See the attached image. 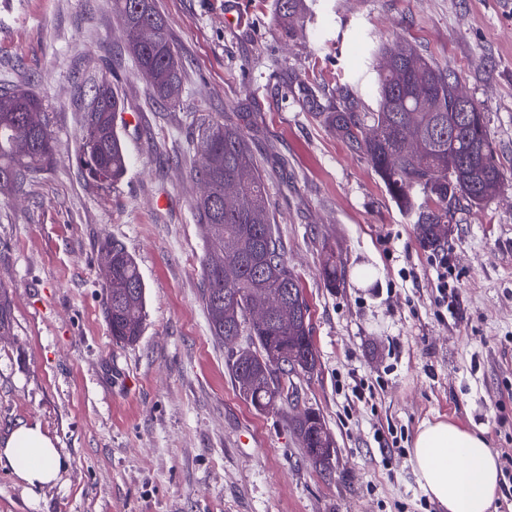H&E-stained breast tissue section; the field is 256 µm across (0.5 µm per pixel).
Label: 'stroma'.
<instances>
[{
    "label": "stroma",
    "mask_w": 512,
    "mask_h": 512,
    "mask_svg": "<svg viewBox=\"0 0 512 512\" xmlns=\"http://www.w3.org/2000/svg\"><path fill=\"white\" fill-rule=\"evenodd\" d=\"M307 4L288 38L275 0H243L237 26L225 19L234 0H157L184 66L173 109L135 67L112 0H0V86L38 92L55 135L47 172L0 197L14 318L0 338V439L37 422L66 460L34 498L1 466L0 512H441L408 461L427 420L484 432L512 485V0ZM399 43L481 104L505 173L491 203L458 204L437 250L419 246L366 159L321 118L344 85L359 111H376L374 73L357 72V57ZM104 76L124 102L129 160L110 187L76 161L89 88ZM224 117L265 173L310 308L319 365L296 384L335 442L326 474L291 432L292 410L258 412L239 396L202 306L190 162L201 121ZM107 240L135 258L146 288L131 346L113 343L102 312ZM443 252L459 287L453 315L436 304ZM332 253L337 288L322 276Z\"/></svg>",
    "instance_id": "35a3bbf8"
}]
</instances>
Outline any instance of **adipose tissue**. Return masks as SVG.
Returning <instances> with one entry per match:
<instances>
[{
    "instance_id": "ef3b65f1",
    "label": "adipose tissue",
    "mask_w": 512,
    "mask_h": 512,
    "mask_svg": "<svg viewBox=\"0 0 512 512\" xmlns=\"http://www.w3.org/2000/svg\"><path fill=\"white\" fill-rule=\"evenodd\" d=\"M409 461L442 512H491L501 472L484 434L450 421L425 422L413 438ZM65 463L40 423H21L0 440V465L9 466L29 494L56 483Z\"/></svg>"
}]
</instances>
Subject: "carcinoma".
Wrapping results in <instances>:
<instances>
[{
  "label": "carcinoma",
  "instance_id": "cac0c4a2",
  "mask_svg": "<svg viewBox=\"0 0 512 512\" xmlns=\"http://www.w3.org/2000/svg\"><path fill=\"white\" fill-rule=\"evenodd\" d=\"M139 0H112L138 70L151 80L159 101L181 104L184 71L168 34V21L156 3L139 10ZM281 30L291 35L304 23V0H276ZM375 112L358 111L349 88L340 90L334 112H320L324 122L353 151L364 156L396 205L416 226L424 248L439 245L451 231L456 203L482 207L503 184L483 108L465 94L457 78L401 45L376 54ZM90 127L84 128L79 162L86 176L100 184H117L128 158L117 127L121 101L112 81L91 86ZM414 126L423 149L410 153L403 132ZM55 136L47 105L32 89L0 88V194L18 192L47 170ZM249 179L238 197L217 207L202 197L193 208L202 226L209 257L201 264L202 301L210 332L220 343L245 339L231 349L229 370L239 395L257 411L281 404L296 407L298 387L281 385L293 376L312 375L319 363L310 309L298 276L288 267L286 246L278 235L265 187V174L242 128L229 118L211 120L201 130L190 174L205 191L219 195L224 183L243 173ZM101 259L109 260L112 279L103 288V312L112 340L135 343L146 319L145 286L136 260L118 243L105 241ZM323 279L340 287L341 266L327 262ZM272 296L288 307V316L272 312L254 321L250 308ZM13 328L6 289L0 287V336ZM309 460L328 445L324 420L308 409L290 421Z\"/></svg>",
  "mask_w": 512,
  "mask_h": 512
}]
</instances>
